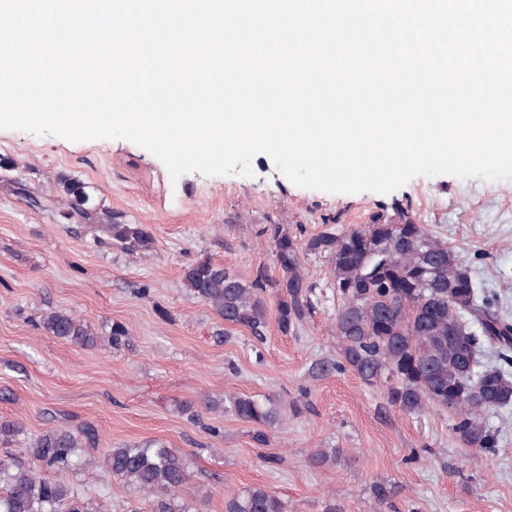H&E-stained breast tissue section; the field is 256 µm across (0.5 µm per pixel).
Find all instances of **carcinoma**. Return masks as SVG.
I'll list each match as a JSON object with an SVG mask.
<instances>
[{
    "instance_id": "obj_1",
    "label": "carcinoma",
    "mask_w": 512,
    "mask_h": 512,
    "mask_svg": "<svg viewBox=\"0 0 512 512\" xmlns=\"http://www.w3.org/2000/svg\"><path fill=\"white\" fill-rule=\"evenodd\" d=\"M64 192L62 215L94 224L108 243L130 255L154 250L155 238L145 224H127L108 211L73 177H59ZM261 234L272 239L280 275L265 267L245 282L205 256L183 271V284L209 305L227 325L244 326L259 336L266 327L267 298L276 301L283 334L300 325L314 308L315 286L303 272L302 255L326 258L336 290V332L341 341L339 369H349L364 382L389 381L386 400L405 414L441 407L454 415L453 432L460 444L480 452L495 447L485 416L512 405V377L500 369L477 373L476 355L487 342L508 358L512 323L493 305L478 301V291L462 258L424 225L405 215L346 231L330 226L300 244L282 224H267ZM40 324L50 335L79 346L96 343L87 325L72 313L48 310ZM240 419L265 427L275 425L278 411L271 401L228 397ZM23 433L16 420L0 421V444ZM91 432L58 427L43 432L27 450L37 466L13 456L0 458V512H101L98 504L78 496L67 474L87 465L116 477L151 498V512H199L190 497L186 457L160 440L105 448L98 461L87 463L79 449ZM56 477L43 476L42 470ZM224 512H285L273 492L249 487L228 498Z\"/></svg>"
}]
</instances>
